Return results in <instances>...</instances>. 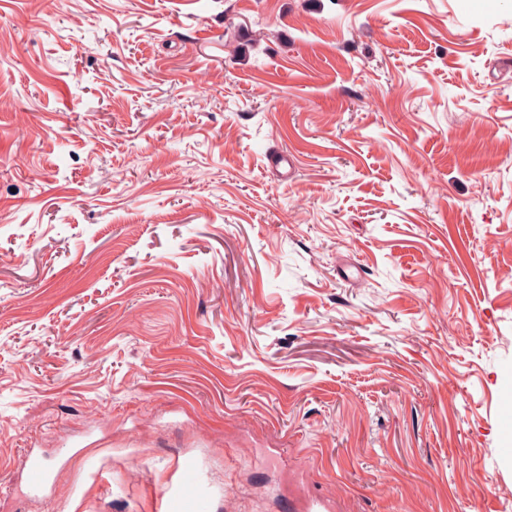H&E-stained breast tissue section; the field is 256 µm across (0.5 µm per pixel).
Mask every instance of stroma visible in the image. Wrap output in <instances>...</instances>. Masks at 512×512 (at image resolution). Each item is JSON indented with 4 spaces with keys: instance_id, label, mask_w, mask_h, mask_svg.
I'll return each instance as SVG.
<instances>
[{
    "instance_id": "obj_1",
    "label": "stroma",
    "mask_w": 512,
    "mask_h": 512,
    "mask_svg": "<svg viewBox=\"0 0 512 512\" xmlns=\"http://www.w3.org/2000/svg\"><path fill=\"white\" fill-rule=\"evenodd\" d=\"M1 98L0 512H512V0H0ZM50 469L39 457L32 456L29 459L26 483L30 492H43L50 481ZM198 476L194 464L188 463L182 480V487L169 496L168 512H211V501L198 489Z\"/></svg>"
}]
</instances>
